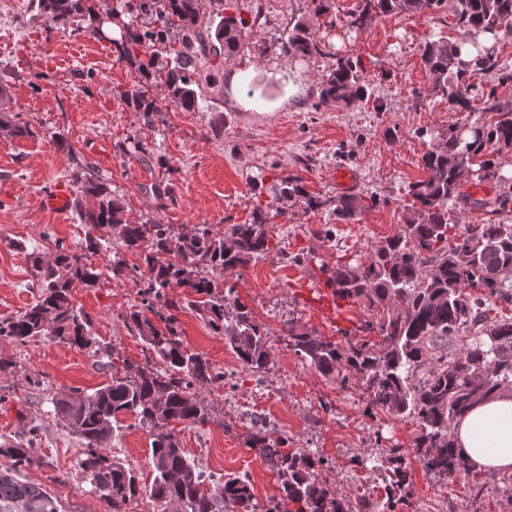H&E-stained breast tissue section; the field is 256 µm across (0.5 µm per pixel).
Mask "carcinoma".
<instances>
[{"mask_svg":"<svg viewBox=\"0 0 512 512\" xmlns=\"http://www.w3.org/2000/svg\"><path fill=\"white\" fill-rule=\"evenodd\" d=\"M125 9L101 12L88 0H38L37 12L54 25L67 27L84 19V33L105 36L110 24L120 30L113 40L127 62L137 67L144 83L123 93L127 105L143 113L147 124L162 112L150 88L168 90L170 101L191 111L197 107L191 77L201 60L230 56L242 47L246 25L233 16L218 22L204 20L200 0H127ZM448 7V0H358L350 13V26L364 29L385 15L430 14ZM457 24L466 28V42L429 40L422 50L432 85L413 91L416 102L437 95L455 112H470L476 98L483 111L496 120L475 121L468 128L450 126L436 135L422 156L428 176L411 186L413 212L402 231L373 249L364 261L322 266L327 284L342 299L360 302L375 312L367 323L380 341L347 343L342 348L288 322V347L325 376L343 387L361 382L369 402L397 416H413L420 430L414 448L424 467L443 477L469 471L456 452L453 438L457 421L478 402L496 391L512 387V319L489 317L498 308H512V224L488 221L461 223L460 210L471 204L492 214L512 204V171L504 169L500 155L512 150V103L499 101L494 91H477L469 82L476 71L493 73L498 82H512V70L498 67V35L512 36V0H455ZM180 49L164 61L171 43ZM279 49L304 58H332L334 68L317 87L315 108L350 107L368 100V84L350 57L334 51L333 44L304 23H296ZM125 155L148 162L152 156L143 142L128 139L120 146ZM71 176L78 193L72 201L76 219L92 230L84 253L56 244V255L44 259L36 253L33 276L39 297L24 311L0 319V338L23 344L45 334L79 348L92 345L91 320L72 302L74 284L93 287L104 276L90 256L117 246L138 255L139 263L114 260L106 266L141 286L142 305L119 315L128 332L137 336L149 355L134 368L123 364L119 375L113 349L97 345L100 367L114 370L111 380L94 390L72 388L52 395L54 418L76 434L85 448L79 468L90 493L107 512H126L138 493L139 482L120 459L107 453L106 444L120 428L119 416L132 415L150 439L154 478L149 494L161 512H256L250 478L235 475L208 490L209 476L191 461L174 426L203 427L215 421L211 407L199 398L197 387L224 380L198 353L184 346L179 313L193 310L224 336L244 367L259 373L271 361V345L264 328L249 308L234 296V288L210 272L234 269L268 251L269 239L258 213L251 224H232L224 235L207 225L174 228L170 224L134 223L124 219L123 199L108 191L105 180L91 165L70 153ZM487 187L493 196L474 198L467 186ZM299 199L305 209L326 212L350 222L364 209L361 198L338 199L310 194L301 178L281 181L272 202ZM181 289L174 300L169 291ZM470 288H481L475 296ZM53 330L45 332L46 316ZM39 426L20 439L5 438L0 455L11 461L0 470V512H61L59 500L23 480L31 463V450ZM285 441L256 436L249 449L276 470L281 500L265 512H353L338 496L336 487L320 476L325 460L301 450L282 451ZM401 449L393 448V479L385 486L386 512H412V490ZM379 500L358 501L359 512H380Z\"/></svg>","mask_w":512,"mask_h":512,"instance_id":"obj_1","label":"carcinoma"}]
</instances>
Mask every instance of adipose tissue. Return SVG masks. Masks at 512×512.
I'll return each instance as SVG.
<instances>
[{
	"mask_svg": "<svg viewBox=\"0 0 512 512\" xmlns=\"http://www.w3.org/2000/svg\"><path fill=\"white\" fill-rule=\"evenodd\" d=\"M454 439L471 466L487 473L512 472V390L475 405L457 422Z\"/></svg>",
	"mask_w": 512,
	"mask_h": 512,
	"instance_id": "obj_1",
	"label": "adipose tissue"
}]
</instances>
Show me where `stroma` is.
Segmentation results:
<instances>
[{"label": "stroma", "instance_id": "35a3bbf8", "mask_svg": "<svg viewBox=\"0 0 512 512\" xmlns=\"http://www.w3.org/2000/svg\"><path fill=\"white\" fill-rule=\"evenodd\" d=\"M357 4L330 0L328 16L318 19L311 0H202L204 18L243 19L251 41H265L268 50L246 47L228 59L202 61L194 86L198 107L192 112L170 104L164 87L152 88L162 114L148 125L122 99L141 76L118 47L72 26L53 27L25 0H0V86L8 92L0 106L8 120L32 130L31 136L16 137L0 129V318L24 310L37 295L29 259L33 247L48 256L58 242L77 250L89 232L72 210L43 205L57 184L75 192L71 154L106 178L133 222L205 224L220 235L229 225L248 224L254 214H263L268 252L213 277L234 287L267 330L272 355L266 372L245 369L197 312L179 315L187 349L224 374L223 381L198 390L216 422L175 428L189 458L217 481L249 473L256 501L266 504L282 491L270 463L246 447L261 429L271 439L286 440L288 449L328 459L322 477L353 503L364 493L382 494L383 476L394 467L389 449L399 446L417 512H512V490L498 476L474 469L448 479L426 471L413 450L419 431L414 417L371 406L359 385L341 387L287 346L289 321L342 346L368 339L364 324L373 314L361 303L343 301L336 320L311 303L309 292L327 289L320 267L365 258L398 234L412 214L410 187L427 176L422 157L430 141L419 137V130L441 131L470 120L468 113L450 111L441 97L418 105L412 95L431 84L421 61L424 43L468 37L452 11L381 16L356 32L348 20ZM299 20L336 52L359 60L368 103L316 108L317 86L331 59L286 56L278 49L283 33ZM133 136L153 153L154 163L121 152ZM340 167L354 172L351 192L366 202L351 223L304 211L294 200L272 203L273 187L290 175L301 177L310 193L341 196L332 179ZM157 185L170 186L171 198H158ZM297 254L303 262H294ZM138 291L136 283L109 274L96 287L72 290L95 338L133 365L144 363L145 351L120 315L140 304ZM0 356L14 363L12 372L0 375V436L21 434L34 424L40 428L26 480L53 493L63 512H105L78 466L84 448L54 420L49 399L72 387L105 384L109 372L97 366L91 349L48 336L22 345L0 338ZM108 448L133 469L141 486L126 512H161L147 493L154 469L146 431L120 428Z\"/></svg>", "mask_w": 512, "mask_h": 512}]
</instances>
